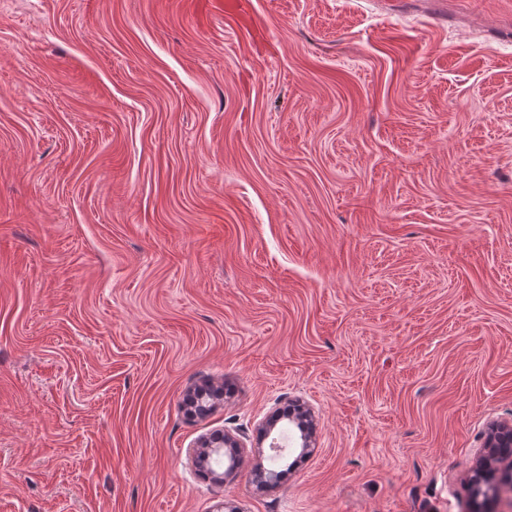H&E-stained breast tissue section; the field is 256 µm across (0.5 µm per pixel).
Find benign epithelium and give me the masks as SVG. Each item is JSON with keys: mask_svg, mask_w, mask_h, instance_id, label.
I'll use <instances>...</instances> for the list:
<instances>
[{"mask_svg": "<svg viewBox=\"0 0 512 512\" xmlns=\"http://www.w3.org/2000/svg\"><path fill=\"white\" fill-rule=\"evenodd\" d=\"M222 392L209 390H196L188 392L186 403L191 414H207L213 403L219 399ZM292 423L300 433V447L304 452H311L316 445L314 419L311 410L301 403L288 406L287 412L279 411L267 419L257 432L255 455L257 465L263 466L261 461L264 440L269 436L282 418ZM241 441L234 435L215 431L203 437L193 453L192 461L195 467L202 471L212 457L228 456L237 459ZM471 493L473 512H483V507L489 502H497L502 496L508 497V504L512 505V423L497 422L490 425L483 443V452L479 457L471 474L466 479Z\"/></svg>", "mask_w": 512, "mask_h": 512, "instance_id": "1", "label": "benign epithelium"}]
</instances>
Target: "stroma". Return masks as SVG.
<instances>
[{
	"mask_svg": "<svg viewBox=\"0 0 512 512\" xmlns=\"http://www.w3.org/2000/svg\"><path fill=\"white\" fill-rule=\"evenodd\" d=\"M224 2L0 0V512H471L512 422V0ZM295 400L317 446L278 424L258 486ZM221 395L222 391L213 389L189 391L186 396V403L190 407L192 415H205ZM284 417V410L277 412L273 417L267 419L257 432L256 443L253 448L255 449L256 464L263 468L261 461L264 440L269 436L271 431L276 426L277 422ZM292 423L300 433V447L303 452L310 453L316 445L314 419L311 410L301 403H295L288 406L287 417L285 418ZM243 447L241 441L234 435L224 431H215L199 441L192 461L198 470L204 471L206 463L212 457L225 455L236 461L240 448Z\"/></svg>",
	"mask_w": 512,
	"mask_h": 512,
	"instance_id": "stroma-1",
	"label": "stroma"
}]
</instances>
